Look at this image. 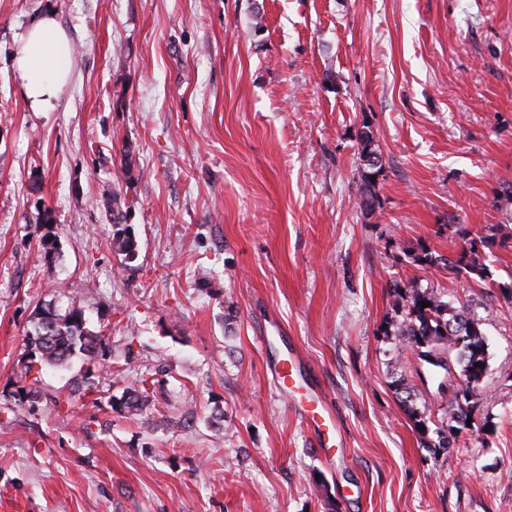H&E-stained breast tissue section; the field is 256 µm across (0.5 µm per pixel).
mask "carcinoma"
I'll list each match as a JSON object with an SVG mask.
<instances>
[{
	"label": "carcinoma",
	"mask_w": 512,
	"mask_h": 512,
	"mask_svg": "<svg viewBox=\"0 0 512 512\" xmlns=\"http://www.w3.org/2000/svg\"><path fill=\"white\" fill-rule=\"evenodd\" d=\"M374 135L370 126H363L359 133L361 157L364 162L362 191L358 206L372 212L378 203L375 182L372 177L379 175L380 157L374 147ZM102 207L112 224V238L109 247L126 263L138 257V240L133 225L126 223L131 204L119 188H107L102 194ZM505 225L493 224L487 231L475 237L461 228L455 233L463 235L464 245L454 257L434 256L425 246H420L409 259L417 266L445 264L460 276L486 278L487 262L493 256L492 248L498 244V237H512V231L504 232ZM445 293L438 288H424L416 279L408 280L393 288V311L395 319L388 322L384 330L387 336H394L399 347L412 350L419 343L432 344L437 357L448 361V374L452 368L459 370L460 382L452 393L445 416L430 429L431 419L421 412L410 410L414 423L420 427V434L428 438L426 447L448 449L468 430V417L478 406L479 390L486 376L488 366L486 338L483 320L474 314L454 311L444 300ZM427 302L429 306L422 307ZM29 354L39 362L50 366L63 367L77 354L90 359L98 352L97 336L86 326L84 311L74 304L65 309L38 306L34 312L33 329L28 335ZM155 378L146 368L136 374L133 386L127 388L122 399L112 403V409L133 415L149 407L155 393ZM435 438H430L429 433Z\"/></svg>",
	"instance_id": "carcinoma-1"
}]
</instances>
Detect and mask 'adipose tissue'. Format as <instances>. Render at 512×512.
I'll list each match as a JSON object with an SVG mask.
<instances>
[{"instance_id":"adipose-tissue-1","label":"adipose tissue","mask_w":512,"mask_h":512,"mask_svg":"<svg viewBox=\"0 0 512 512\" xmlns=\"http://www.w3.org/2000/svg\"><path fill=\"white\" fill-rule=\"evenodd\" d=\"M70 69L68 43L53 14H46L20 36L15 79L35 112L56 108Z\"/></svg>"}]
</instances>
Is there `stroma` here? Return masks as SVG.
Listing matches in <instances>:
<instances>
[{
	"label": "stroma",
	"mask_w": 512,
	"mask_h": 512,
	"mask_svg": "<svg viewBox=\"0 0 512 512\" xmlns=\"http://www.w3.org/2000/svg\"><path fill=\"white\" fill-rule=\"evenodd\" d=\"M46 12L71 78L35 112L13 62ZM506 184L512 0H0V512H512V239L482 280L406 256L512 222ZM111 186L133 203L126 266ZM411 278L489 345L474 427L438 454L400 387L434 420L448 394L382 332ZM48 304L83 308L99 356L30 363ZM289 350L336 419L324 439L277 381ZM147 367L151 406L113 411ZM374 135L369 125H363L359 133V145L361 148V157L364 162V171L362 173V191L358 200V206L361 210L372 212L378 203V195L375 190V184L381 169L380 157L374 147ZM372 176L376 180L372 181ZM102 207L108 221L112 224V238L109 247L122 257L125 263L133 262L138 257V240L132 224H126V217L131 204L120 188L109 187L102 194Z\"/></svg>",
	"instance_id": "stroma-1"
}]
</instances>
